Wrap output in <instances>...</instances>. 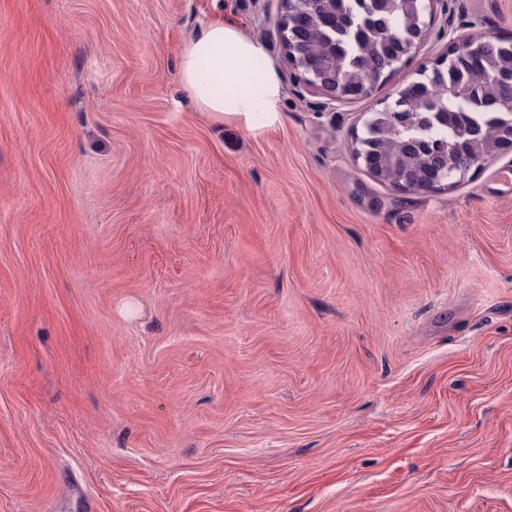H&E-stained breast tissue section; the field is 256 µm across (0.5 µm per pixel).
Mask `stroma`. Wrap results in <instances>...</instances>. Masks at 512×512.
Masks as SVG:
<instances>
[{
	"label": "stroma",
	"mask_w": 512,
	"mask_h": 512,
	"mask_svg": "<svg viewBox=\"0 0 512 512\" xmlns=\"http://www.w3.org/2000/svg\"><path fill=\"white\" fill-rule=\"evenodd\" d=\"M330 102L281 0H0V512H512V191L376 181L351 143L512 0H447ZM238 22L283 87L194 109L183 45ZM417 2L418 3L416 11L419 27L421 29V36L407 45L404 52V55L406 57L405 59L401 60L400 64H405L415 53L416 49L419 47L420 40L422 39L424 33L427 31L428 27L435 21L437 13L436 7L440 0H418Z\"/></svg>",
	"instance_id": "obj_1"
}]
</instances>
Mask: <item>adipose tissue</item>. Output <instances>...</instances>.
<instances>
[{
    "mask_svg": "<svg viewBox=\"0 0 512 512\" xmlns=\"http://www.w3.org/2000/svg\"><path fill=\"white\" fill-rule=\"evenodd\" d=\"M181 78L200 111L243 118L252 129L280 120L283 85L263 44L221 21L202 24L184 45Z\"/></svg>",
    "mask_w": 512,
    "mask_h": 512,
    "instance_id": "obj_1",
    "label": "adipose tissue"
}]
</instances>
